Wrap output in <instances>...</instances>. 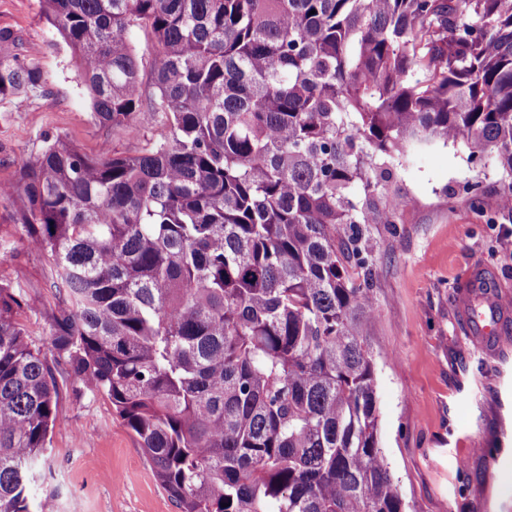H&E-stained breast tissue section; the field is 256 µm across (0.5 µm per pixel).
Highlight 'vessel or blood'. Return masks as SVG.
Returning <instances> with one entry per match:
<instances>
[{
  "label": "vessel or blood",
  "mask_w": 512,
  "mask_h": 512,
  "mask_svg": "<svg viewBox=\"0 0 512 512\" xmlns=\"http://www.w3.org/2000/svg\"><path fill=\"white\" fill-rule=\"evenodd\" d=\"M488 282L483 269L477 267L459 284V313L471 343L480 350L502 336L512 320V304L506 303L497 290L489 288Z\"/></svg>",
  "instance_id": "1"
}]
</instances>
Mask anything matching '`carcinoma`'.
Here are the masks:
<instances>
[{
	"mask_svg": "<svg viewBox=\"0 0 512 512\" xmlns=\"http://www.w3.org/2000/svg\"><path fill=\"white\" fill-rule=\"evenodd\" d=\"M95 117L0 185L55 267L52 343L179 512H405L379 443L367 224L412 148L463 142L512 200V0H41ZM154 40L145 94L133 44ZM42 81L0 54V97ZM0 284V512H46L54 367Z\"/></svg>",
	"mask_w": 512,
	"mask_h": 512,
	"instance_id": "carcinoma-1",
	"label": "carcinoma"
}]
</instances>
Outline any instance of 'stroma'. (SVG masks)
I'll return each mask as SVG.
<instances>
[{
	"label": "stroma",
	"mask_w": 512,
	"mask_h": 512,
	"mask_svg": "<svg viewBox=\"0 0 512 512\" xmlns=\"http://www.w3.org/2000/svg\"><path fill=\"white\" fill-rule=\"evenodd\" d=\"M0 28L14 31L21 59L45 80L22 99L0 98V183L16 182L22 162L50 137L91 156L104 143L137 154L161 138L158 125L133 136L95 120L78 63L40 0H0ZM467 156L458 142L405 157L393 189L414 207L401 223L367 227L380 443L408 512H512V335L497 355L474 349L455 306L460 280L476 265L512 294V213L499 204L502 182L492 163L479 206L446 198L445 189L473 178ZM53 274L51 260L16 224L13 206L0 200V284L24 292L17 318L66 379L61 423L46 452L53 512H178L109 398L66 378L52 345Z\"/></svg>",
	"instance_id": "1"
}]
</instances>
